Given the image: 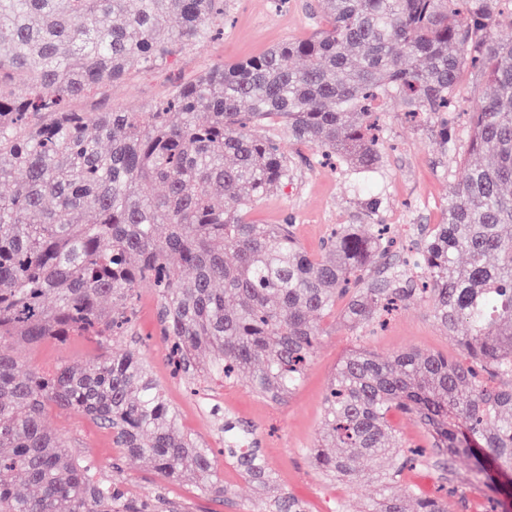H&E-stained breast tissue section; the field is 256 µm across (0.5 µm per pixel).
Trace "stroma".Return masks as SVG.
Returning a JSON list of instances; mask_svg holds the SVG:
<instances>
[{"label": "stroma", "mask_w": 512, "mask_h": 512, "mask_svg": "<svg viewBox=\"0 0 512 512\" xmlns=\"http://www.w3.org/2000/svg\"><path fill=\"white\" fill-rule=\"evenodd\" d=\"M323 25L319 0H287L281 8L274 7L272 0H224L223 38L176 51L168 65L157 70L131 64L126 77L114 83L107 95L84 101L82 107L88 112L148 110L177 79L309 37ZM486 92L487 84L479 72L466 67L455 88L456 110L449 115L460 132H467L469 116ZM382 120L386 134L380 143L381 163L363 179L354 172L324 165L314 149L292 139L284 121L262 127V134L275 137L292 158L294 170L287 184L277 186L254 204L248 220L292 225L297 240L313 256L321 254L342 224H397L406 240L424 238L429 228L444 221L450 190L462 176L460 158L465 148L460 145L454 152H442L435 127L408 123L396 99L384 100ZM158 312L155 292L142 287L135 331L122 337L121 343L145 359L179 426L210 448L220 446L224 422L233 421L249 429L278 487L299 498L307 512H361L381 488L380 468L365 470L350 483L318 474L305 453L321 429L325 390L340 360L358 346L383 357L409 348L448 356L458 353L453 337L436 323L431 302L420 299L401 308L386 328L361 338L341 318H324L325 334L305 378L283 401L262 397L242 382L218 381L201 386L199 393L193 394L172 373L160 336ZM18 353L24 370L32 371L64 363L80 366L101 356L102 350L93 338L74 337L63 344L45 339L22 345ZM44 425L62 433L74 451L93 458L101 469L122 459L111 431L83 414L54 407L46 412ZM123 461L119 479L131 495L160 494L186 506L188 512H263L264 494L224 457L216 459L227 490L221 503L201 496L191 483L166 481L150 460ZM472 469V460L462 456L449 466L405 472L392 491L402 495L415 486L432 495L444 484L455 490L447 498L448 512H484L488 491L474 485Z\"/></svg>", "instance_id": "stroma-1"}]
</instances>
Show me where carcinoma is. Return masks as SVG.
Masks as SVG:
<instances>
[{
	"mask_svg": "<svg viewBox=\"0 0 512 512\" xmlns=\"http://www.w3.org/2000/svg\"><path fill=\"white\" fill-rule=\"evenodd\" d=\"M323 2L327 24L307 40L216 65L148 111L84 112L72 103L122 79L129 61L157 68L173 49L209 39L224 0H0V184H12L0 194V512H178L129 496L74 455L44 427L49 406L92 417L123 456L150 458L170 482L226 494L211 449L179 429L145 362L117 345L133 333L144 284L159 298L175 373L231 383L243 372L275 400L302 383L338 301L360 333L431 299L448 334L465 328L462 359L351 351L328 383L310 460L347 482L381 459L388 484L427 466L426 450L392 428L399 411L448 460L472 456L474 481L493 487L496 507L512 500V40L496 34L512 9L504 0ZM290 57L304 65L288 67ZM469 63L490 92L472 113L445 222L405 264L388 262L393 239L378 230L342 224L313 258L289 225L246 220L293 171L280 144L252 128L282 118L296 141L371 172L380 163L373 103L394 94L407 112H446ZM377 264L380 278L369 274ZM72 336L94 337L106 354L20 374L18 341ZM201 351L211 354L205 364ZM224 456L269 490L266 512H305L275 487L248 429L224 423ZM407 498L413 512H448L441 498ZM363 512L407 508L384 492Z\"/></svg>",
	"mask_w": 512,
	"mask_h": 512,
	"instance_id": "carcinoma-1",
	"label": "carcinoma"
}]
</instances>
